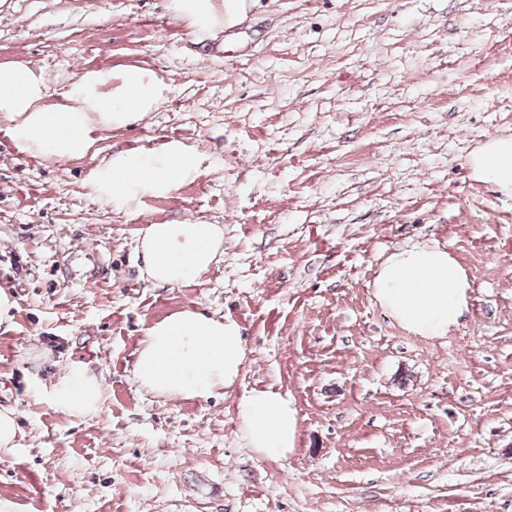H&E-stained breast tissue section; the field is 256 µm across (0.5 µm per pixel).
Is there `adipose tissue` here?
I'll return each instance as SVG.
<instances>
[{
	"label": "adipose tissue",
	"instance_id": "adipose-tissue-1",
	"mask_svg": "<svg viewBox=\"0 0 512 512\" xmlns=\"http://www.w3.org/2000/svg\"><path fill=\"white\" fill-rule=\"evenodd\" d=\"M170 16L201 38L236 23L244 0H168ZM43 72L22 62L0 63V121L16 145L42 159H80L101 131L140 122L166 99L167 86L154 72L128 66L92 68L72 76L53 106L45 105ZM202 157L179 140L161 148L112 153L87 175L92 194L118 208L144 197H164L197 178ZM474 167L487 182L512 190V139H495L475 156ZM144 272L156 284L176 286L198 280L224 253V231L217 224H150L139 240ZM465 269L436 245L401 249L389 255L374 281L382 308L407 332L427 338L447 334L467 304ZM246 359L239 326L196 310L173 313L149 328L137 355L134 377L148 391L166 398L207 399L227 392ZM54 398L68 411L94 413L101 386L86 369H67ZM247 446L268 459L285 458L294 448L297 412L288 398L254 391L237 403Z\"/></svg>",
	"mask_w": 512,
	"mask_h": 512
}]
</instances>
